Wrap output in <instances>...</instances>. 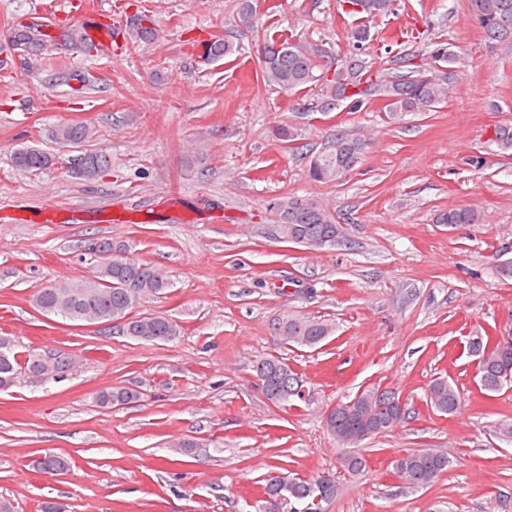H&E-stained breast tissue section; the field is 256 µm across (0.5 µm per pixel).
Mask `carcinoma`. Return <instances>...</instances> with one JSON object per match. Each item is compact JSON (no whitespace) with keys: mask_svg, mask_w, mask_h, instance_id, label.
I'll list each match as a JSON object with an SVG mask.
<instances>
[{"mask_svg":"<svg viewBox=\"0 0 512 512\" xmlns=\"http://www.w3.org/2000/svg\"><path fill=\"white\" fill-rule=\"evenodd\" d=\"M394 0H365L363 13L369 17L392 12ZM473 16L491 42L512 41V0H470ZM253 0H240L237 19L244 28L253 26ZM365 27L350 31L354 51L331 57L316 45L304 42L272 40L261 52L263 81L284 90L320 87L310 111L329 113L342 104L357 112L376 99L384 101L381 111L392 121L407 112L430 111L448 98V69L456 63V54L437 43L431 52L433 69L413 66L405 75H391L373 68L357 54L369 40ZM44 45V34L38 25L21 26L14 33L15 49L36 58ZM214 58L229 57L238 48L224 39H216L206 47ZM62 142L82 144L93 141L94 131L85 124H63L56 131ZM368 142L357 134L339 131L328 150L306 154L309 177L321 183L334 182L346 176L362 160ZM107 162L98 151H86L72 165L73 173L92 179ZM15 165L27 172H40L51 164V157L39 148L26 146L14 153ZM270 210L282 239L305 245L320 239L321 247H334L343 237V227L336 213L314 199L281 195L270 201ZM479 216L470 207L450 208L436 217L438 224H476ZM91 251L99 258L97 275L89 280L57 283L36 291L32 306L44 315L69 321H120L123 333L142 342L173 341L181 333L179 324L160 314L142 316L136 312L138 302L168 288L165 273L151 264L112 256V243L95 242ZM277 335L290 346L316 348L333 333L331 324L298 314H288L277 324ZM494 338L472 336L464 350L476 358L475 377L480 390L498 393L512 385V348L503 351L493 345ZM261 382L264 396L274 404H292L304 400V380L284 359L269 356L253 365ZM66 372L65 363L39 353L29 352L18 357L11 337L0 336V383L14 384L22 374L30 373L43 381L57 380ZM391 389L372 387L354 397L337 403L326 419L328 433L336 442L348 448L341 458V467L351 475L367 470L368 460L355 450L363 440L393 430L406 420V411H396L389 400ZM140 393L130 388H111L97 396L102 407L123 406L139 399ZM426 403L441 414H454L461 404L458 387L446 379L433 380L426 389ZM453 461L434 450H414L390 461L407 490L424 488L451 468ZM318 478L304 479L290 471L274 470L264 477L262 512H275L279 495L288 491L286 512H323L324 506L313 503V489Z\"/></svg>","mask_w":512,"mask_h":512,"instance_id":"1","label":"carcinoma"}]
</instances>
